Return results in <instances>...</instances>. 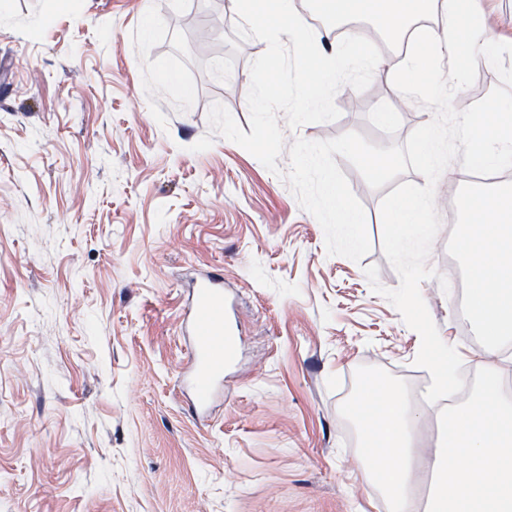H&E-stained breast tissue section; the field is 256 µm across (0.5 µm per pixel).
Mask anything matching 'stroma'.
I'll list each match as a JSON object with an SVG mask.
<instances>
[{
  "instance_id": "1",
  "label": "stroma",
  "mask_w": 512,
  "mask_h": 512,
  "mask_svg": "<svg viewBox=\"0 0 512 512\" xmlns=\"http://www.w3.org/2000/svg\"><path fill=\"white\" fill-rule=\"evenodd\" d=\"M372 41L368 89L342 86L339 119L284 128L286 144L355 131L387 148L432 120ZM261 49L230 0H0V512H387L346 445L363 371L436 442L448 406L418 400L420 337L364 272L398 286L381 201L425 178L374 190L337 158L371 243L355 262L327 254L282 177L288 154L275 174L220 136L192 149L216 103L250 131ZM479 186L458 159L439 178L437 276L420 290L464 368L491 361L512 384V343L465 342L438 281ZM214 268L236 298L237 362L197 420L178 325L188 278Z\"/></svg>"
}]
</instances>
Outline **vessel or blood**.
I'll use <instances>...</instances> for the list:
<instances>
[{
    "mask_svg": "<svg viewBox=\"0 0 512 512\" xmlns=\"http://www.w3.org/2000/svg\"><path fill=\"white\" fill-rule=\"evenodd\" d=\"M234 302L224 291V278L200 273L182 311L181 333L187 338L190 365L180 379L196 417H204L224 387V369L235 354L237 327Z\"/></svg>",
    "mask_w": 512,
    "mask_h": 512,
    "instance_id": "b4317fda",
    "label": "vessel or blood"
}]
</instances>
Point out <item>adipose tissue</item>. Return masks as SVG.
<instances>
[{
  "label": "adipose tissue",
  "mask_w": 512,
  "mask_h": 512,
  "mask_svg": "<svg viewBox=\"0 0 512 512\" xmlns=\"http://www.w3.org/2000/svg\"><path fill=\"white\" fill-rule=\"evenodd\" d=\"M312 8L331 24L368 23L396 47L388 76L407 95L441 93L443 85L433 56L448 52L458 69L478 56L496 51L486 31V18L477 0H312ZM232 7L264 44L258 73L276 69L282 40L297 44V71L303 97L296 109L325 108L338 81L353 70H369L373 58L367 41L358 35L338 40L323 50L302 20L293 14L291 0H232ZM440 17L441 27L427 18ZM467 222L479 232H464L459 252L475 282L471 311L491 341L512 339V188L468 195ZM484 381L474 399L450 412L440 445L433 450L437 488L427 512H512V394L505 392L494 363L483 366ZM361 435L373 453H390L386 467L370 470L388 495L392 512H409L418 458V417L395 389L367 391L350 407ZM463 456L467 465L452 469L447 460Z\"/></svg>",
  "instance_id": "adipose-tissue-1"
}]
</instances>
